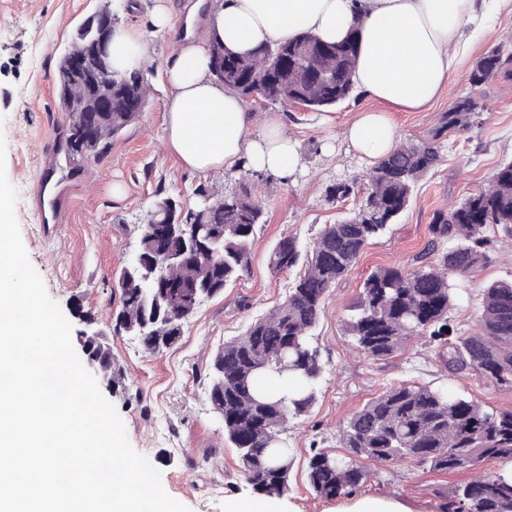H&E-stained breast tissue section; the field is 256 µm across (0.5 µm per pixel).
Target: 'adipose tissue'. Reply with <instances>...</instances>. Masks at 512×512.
<instances>
[{"label": "adipose tissue", "mask_w": 512, "mask_h": 512, "mask_svg": "<svg viewBox=\"0 0 512 512\" xmlns=\"http://www.w3.org/2000/svg\"><path fill=\"white\" fill-rule=\"evenodd\" d=\"M497 0H212L210 39L237 53L292 38L307 30L323 41L343 39L350 25L360 31L359 61L352 79L375 100L417 110L436 98L455 73L459 49L484 30ZM112 64L139 67L148 46L137 32L112 38ZM208 42L187 40L165 67L171 94L164 103L166 146L184 167L210 173L238 167L283 177L299 155L279 119L251 135L241 99L212 74ZM357 153L375 160L397 146L383 112L360 113L343 131Z\"/></svg>", "instance_id": "ef3b65f1"}]
</instances>
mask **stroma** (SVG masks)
I'll list each match as a JSON object with an SVG mask.
<instances>
[{"mask_svg": "<svg viewBox=\"0 0 512 512\" xmlns=\"http://www.w3.org/2000/svg\"><path fill=\"white\" fill-rule=\"evenodd\" d=\"M171 25L152 23L154 0H0V135L6 141V172L18 193L16 208L29 259L47 292L62 310L81 304L94 316L112 349V363L122 384L98 385L117 409L132 447L162 472V486L190 512H226L229 503L251 499L233 449L224 443V427L209 400L208 373L224 341L280 304L294 278L273 272L268 253L282 237L310 241L326 224L336 223L363 202V195L342 202L328 200L333 179L362 177L370 164L349 151L345 126L379 101L364 95L328 112H309L294 104L255 99L246 110L255 119L279 117L296 142L299 166L283 178H260L233 169L199 173L185 168L165 147L163 102L171 89L163 71L183 39L186 15H193V39L207 37L204 12L197 0H169ZM109 9L115 29L138 31L150 46L145 61L150 103L99 160L81 166L68 189L60 227L52 238L40 236L33 189L45 161V149L65 139L68 119L59 104L55 76L78 25L96 11ZM512 52V0H500L488 28L459 51L457 75L424 109L388 115L399 143L438 139L441 163L418 184L413 201L398 224L369 242L353 269L331 288L315 329L325 363L316 403L305 416L290 420L286 438L294 456L287 492L261 499L266 512H346L354 501L379 499L399 504L402 512H443L449 492L468 474L425 471L407 461L382 466L367 462L371 476L355 497L318 496L306 478L311 447L340 453L338 427L388 388L399 384L437 385L485 406L512 410V386L499 385L471 367H449L434 345L418 342L386 360L360 354L345 322L367 275L381 266L414 269L437 261L429 226L436 211L461 201L484 185L504 161L512 159V78L491 79L477 95L472 126L464 132L442 131L443 117L470 92L468 74L493 47ZM261 181L265 222L252 245L251 267L224 292L204 299L185 324L178 343L159 354L146 353L128 334H113L109 315L120 303L117 278L135 252L140 227L159 195L194 206L199 186L225 193ZM487 260L459 277L462 297L450 314L459 335L478 330L485 287L512 279V240L493 236Z\"/></svg>", "mask_w": 512, "mask_h": 512, "instance_id": "1", "label": "stroma"}]
</instances>
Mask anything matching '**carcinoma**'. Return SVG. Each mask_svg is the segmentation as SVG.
Segmentation results:
<instances>
[{"instance_id":"cac0c4a2","label":"carcinoma","mask_w":512,"mask_h":512,"mask_svg":"<svg viewBox=\"0 0 512 512\" xmlns=\"http://www.w3.org/2000/svg\"><path fill=\"white\" fill-rule=\"evenodd\" d=\"M224 50L221 82L246 103L258 97L271 104L297 103L326 112L353 96L352 74L359 58L358 29L336 43L300 30L286 41L242 55L213 40L210 53ZM112 80V120L92 149L96 158L119 137L148 104L144 70L118 72L112 60L103 70ZM512 77V53L494 48L479 58L469 74L472 95L448 109L444 127L464 130L475 111L474 95L492 78ZM90 91L79 84L60 95L71 112ZM436 132L427 142L409 143L377 160L364 175L368 193L349 217L326 224L311 242L284 236L272 247L269 265L276 272L298 270L284 302L216 351L210 367L209 397L224 425L245 482L253 493L280 496L288 490L293 457L286 446V426L306 414L321 389L324 364L314 331L329 291L355 265L370 241L397 223L409 207L418 182L441 161ZM80 128L68 123L65 139L70 163L88 157L77 149ZM356 178H338L327 197L342 202L355 193ZM207 202L188 210L185 220L200 230V244L185 254L181 266H169L166 254L184 249L181 227L151 215L142 225L137 249L153 265L147 282L119 273L121 304L113 329L138 330L144 350L159 353L174 346L199 302L221 294L248 272L252 241L265 223L259 200L247 189L221 197L205 188ZM512 239V160L502 163L487 186L435 214L432 249L438 263L416 269L379 267L364 280L346 322L355 349L371 359H388L423 337L442 351L450 366L477 369L501 385L512 384V280L484 289L479 331L459 336L449 317L457 302L449 275L465 276L487 258L488 228ZM339 441L346 454L312 451L306 466L311 488L321 496H353L369 472L359 464L409 461L429 471L474 473L448 496L446 512H512V472H483L490 459L512 460V411L488 408L442 386L397 385L355 412Z\"/></svg>"}]
</instances>
